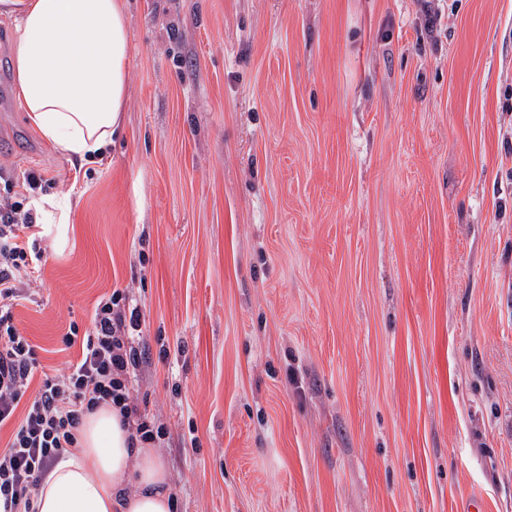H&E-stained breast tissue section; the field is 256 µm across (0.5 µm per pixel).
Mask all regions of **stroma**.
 <instances>
[{
	"instance_id": "obj_1",
	"label": "stroma",
	"mask_w": 512,
	"mask_h": 512,
	"mask_svg": "<svg viewBox=\"0 0 512 512\" xmlns=\"http://www.w3.org/2000/svg\"><path fill=\"white\" fill-rule=\"evenodd\" d=\"M122 134L30 127L0 16V178L68 196L46 372L128 292L175 512H512V0H126Z\"/></svg>"
}]
</instances>
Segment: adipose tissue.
<instances>
[{"label": "adipose tissue", "instance_id": "ef3b65f1", "mask_svg": "<svg viewBox=\"0 0 512 512\" xmlns=\"http://www.w3.org/2000/svg\"><path fill=\"white\" fill-rule=\"evenodd\" d=\"M15 21L12 70L29 123L80 160L101 155L123 126L130 76L124 0H0ZM134 472L137 489L121 483ZM35 512H173L168 473L132 446L111 406L87 414L79 447L44 474Z\"/></svg>", "mask_w": 512, "mask_h": 512}]
</instances>
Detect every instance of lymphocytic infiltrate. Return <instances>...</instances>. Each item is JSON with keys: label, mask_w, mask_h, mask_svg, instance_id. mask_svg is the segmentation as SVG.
I'll list each match as a JSON object with an SVG mask.
<instances>
[{"label": "lymphocytic infiltrate", "mask_w": 512, "mask_h": 512, "mask_svg": "<svg viewBox=\"0 0 512 512\" xmlns=\"http://www.w3.org/2000/svg\"><path fill=\"white\" fill-rule=\"evenodd\" d=\"M33 211L0 198V428L11 436L0 451V512L30 507L45 472L66 449L77 447L84 415L101 405L115 408L131 442L151 444L164 435L146 420L132 422V379L140 364L131 341L141 326L138 308L117 289L100 301L91 328L70 324L66 345L80 344L77 360L60 373L41 374L34 345L13 315L17 301L30 297L44 257Z\"/></svg>", "instance_id": "lymphocytic-infiltrate-1"}]
</instances>
